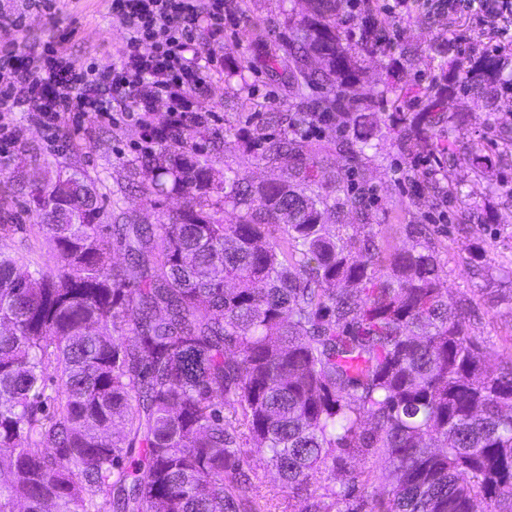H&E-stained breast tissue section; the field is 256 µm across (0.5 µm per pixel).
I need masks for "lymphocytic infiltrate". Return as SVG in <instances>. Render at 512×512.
<instances>
[{"instance_id": "obj_1", "label": "lymphocytic infiltrate", "mask_w": 512, "mask_h": 512, "mask_svg": "<svg viewBox=\"0 0 512 512\" xmlns=\"http://www.w3.org/2000/svg\"><path fill=\"white\" fill-rule=\"evenodd\" d=\"M437 13L473 10L479 24L491 27L512 44V0H427ZM112 17L127 32L112 69L98 71L75 62L67 49L74 32L50 35L41 53L30 55L23 44L22 16L0 12V165L7 163L23 133L13 124L16 111L29 113L49 139L62 123L81 130L86 116L110 127L132 123L142 130L146 147L179 139L189 125L214 122L201 109L208 88L206 65L215 46L236 17L228 0H111ZM167 104L164 123L152 121L154 104Z\"/></svg>"}]
</instances>
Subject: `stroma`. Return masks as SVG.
<instances>
[{
    "label": "stroma",
    "mask_w": 512,
    "mask_h": 512,
    "mask_svg": "<svg viewBox=\"0 0 512 512\" xmlns=\"http://www.w3.org/2000/svg\"><path fill=\"white\" fill-rule=\"evenodd\" d=\"M109 5V0H56L60 25L75 31L68 51L77 63L107 70L116 62L115 49L125 33ZM306 8L305 0H243L235 35L225 36L214 65L206 71L210 92L203 104L222 119L217 127L221 151L212 158L216 176H223L225 166L248 162L250 112L253 104L263 103L267 92L279 97L276 111L304 110L306 91L282 70L268 67L269 48L261 32L301 18ZM398 25L402 40L388 54L366 57L355 86L359 95L377 97L378 127L384 136L383 149L370 158L367 171L377 194L378 230L393 245H408L406 225L422 221L437 203L412 179L413 158L398 149L395 125L399 111H418L429 86L452 76L457 86L449 91L445 110L456 127L439 141L450 145L454 161L437 165L434 177L437 183H451L452 191L447 230L434 236L433 245L453 300L463 303L470 315L473 335L487 342L494 361H506L512 359V95L478 96L476 90L462 87L465 67L453 74L448 71L457 59L448 44L458 34L471 36L474 58L493 46L490 34L476 26L472 14L439 17L416 5ZM392 74L400 75L401 83L384 92ZM15 119L24 128V138L7 167L0 168V207L13 215L12 229L0 234V245L17 256L53 264L45 235L29 212L27 188L54 182L74 166L95 182L107 214L124 212L140 223L155 224L169 211V203L147 202L129 187L131 166L139 156L135 146L142 141L139 127L115 129L89 118L80 134L61 128L59 139L67 147L56 152L27 113H16ZM398 169L404 174L399 182L393 177Z\"/></svg>",
    "instance_id": "35a3bbf8"
}]
</instances>
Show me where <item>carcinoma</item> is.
<instances>
[{"instance_id": "cac0c4a2", "label": "carcinoma", "mask_w": 512, "mask_h": 512, "mask_svg": "<svg viewBox=\"0 0 512 512\" xmlns=\"http://www.w3.org/2000/svg\"><path fill=\"white\" fill-rule=\"evenodd\" d=\"M343 8L310 0L270 59L349 129L336 159L363 180L377 115L350 88L385 26L345 45ZM500 73L485 55L465 79ZM301 120L255 128L256 161H291L269 182L215 178L194 142L143 154L132 186L176 202L160 224L102 223L77 168L30 191L56 262L23 271L0 247V512H263L259 463L300 512H512V360L490 369L430 241L381 273L369 196L335 192L342 170L312 156ZM444 122L438 89L399 146L423 151L419 125ZM369 455L381 471L310 493L312 473Z\"/></svg>"}]
</instances>
